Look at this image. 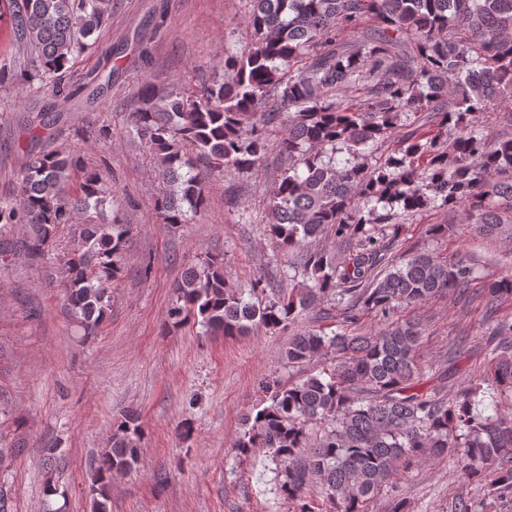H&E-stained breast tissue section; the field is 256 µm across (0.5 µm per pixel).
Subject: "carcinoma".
<instances>
[{
    "instance_id": "1",
    "label": "carcinoma",
    "mask_w": 512,
    "mask_h": 512,
    "mask_svg": "<svg viewBox=\"0 0 512 512\" xmlns=\"http://www.w3.org/2000/svg\"><path fill=\"white\" fill-rule=\"evenodd\" d=\"M252 40L224 58V76L198 89L140 88L134 131L144 141L165 192L160 221L176 230L203 207L214 174L256 169L267 134L279 125L280 152L292 164L268 204L276 248L296 255L302 280L288 292L254 302L258 286L235 289L224 255L205 253L175 286L169 319L210 332L240 335L255 324L284 329L313 315L335 329L297 330L285 351L290 364L333 352L327 376L289 386L258 383L259 407L243 418L241 456L266 448L275 462V491L304 502L320 480L327 512H365L394 475L429 457H447L463 481L493 499H512V320L497 319L512 296V275L481 280L460 257L442 261L414 251L395 261L400 226L394 216L443 206L479 236L512 223V0H249ZM13 44L33 78L57 97L66 66L88 46L112 0H6ZM354 88L360 94L345 96ZM485 113L504 126L490 138L473 124ZM400 135L379 164L378 144ZM112 183L80 164V151L44 150L27 157L15 198L0 203V267L23 254L42 260L74 216L79 245L63 271L66 309L89 336L106 318L104 284L120 276L133 226L107 218ZM390 225L391 232L381 228ZM25 228L21 236L17 227ZM327 238L330 248L313 250ZM482 281L490 373L448 396V374L424 386L414 325L390 321L395 311ZM385 321L377 332L361 320ZM327 430L308 444L306 427ZM141 427L130 411L94 462L92 512H110L112 474L140 463Z\"/></svg>"
}]
</instances>
